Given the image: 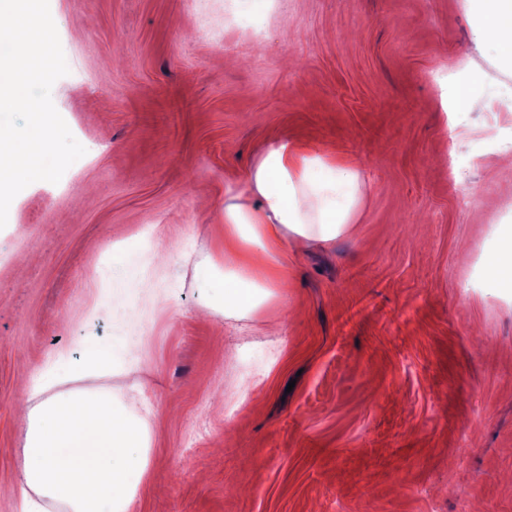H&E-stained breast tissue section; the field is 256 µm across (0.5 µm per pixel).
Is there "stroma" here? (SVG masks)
Instances as JSON below:
<instances>
[{
    "instance_id": "35a3bbf8",
    "label": "stroma",
    "mask_w": 512,
    "mask_h": 512,
    "mask_svg": "<svg viewBox=\"0 0 512 512\" xmlns=\"http://www.w3.org/2000/svg\"><path fill=\"white\" fill-rule=\"evenodd\" d=\"M49 4L69 69L52 100L95 154L0 229V512L16 375L81 361L86 336L123 346L70 389L140 383L156 414L167 491L135 512H512V282L478 287L459 253L512 241L487 206L512 201V166L479 162L512 110L461 114L454 141L433 83L512 84L466 0H256L260 40L222 47L205 29L226 0ZM275 135L359 161L349 232L286 251L291 288L245 317L200 320L224 190Z\"/></svg>"
}]
</instances>
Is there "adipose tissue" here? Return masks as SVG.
<instances>
[{
	"instance_id": "ef3b65f1",
	"label": "adipose tissue",
	"mask_w": 512,
	"mask_h": 512,
	"mask_svg": "<svg viewBox=\"0 0 512 512\" xmlns=\"http://www.w3.org/2000/svg\"><path fill=\"white\" fill-rule=\"evenodd\" d=\"M482 41L495 43L512 66V0H467ZM244 193L224 194V267L200 263L202 285L223 277L220 302L202 297L206 315L244 314L288 283L287 273L267 280L277 248L327 243L348 228L360 186L358 164L331 165L305 155L296 142L275 137L244 174ZM81 367L54 360L20 385L21 446L12 495L19 512H42V500L64 512H133L141 490L153 489L152 423L140 412L145 392L135 385L63 391Z\"/></svg>"
}]
</instances>
